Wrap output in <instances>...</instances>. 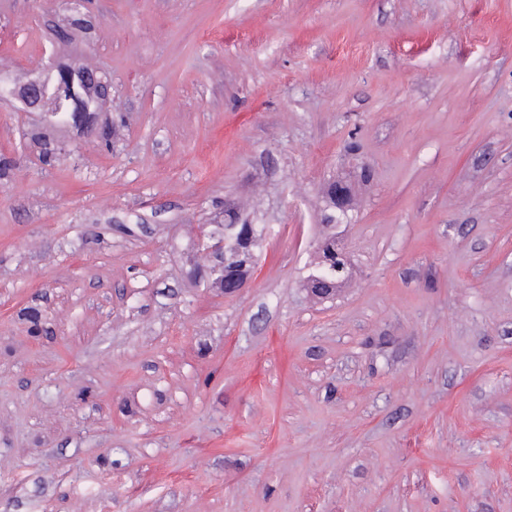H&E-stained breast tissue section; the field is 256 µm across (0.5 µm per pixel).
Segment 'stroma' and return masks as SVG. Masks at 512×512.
<instances>
[{"label":"stroma","instance_id":"obj_1","mask_svg":"<svg viewBox=\"0 0 512 512\" xmlns=\"http://www.w3.org/2000/svg\"><path fill=\"white\" fill-rule=\"evenodd\" d=\"M0 0V512H512V0ZM111 125V146L95 129ZM351 278L303 286L326 191ZM277 229L238 294L198 225ZM59 66L72 72L81 73L80 78L82 82L96 85L104 98L109 99L112 95V81L106 73L92 69L84 70L90 69V67L82 63L77 65L59 64ZM80 83L76 84L72 77L59 79L50 85L42 77L30 80L23 88L15 92L13 96L20 97L25 103L29 112H50L43 108V103L50 95L59 103L70 100L79 92Z\"/></svg>","mask_w":512,"mask_h":512}]
</instances>
